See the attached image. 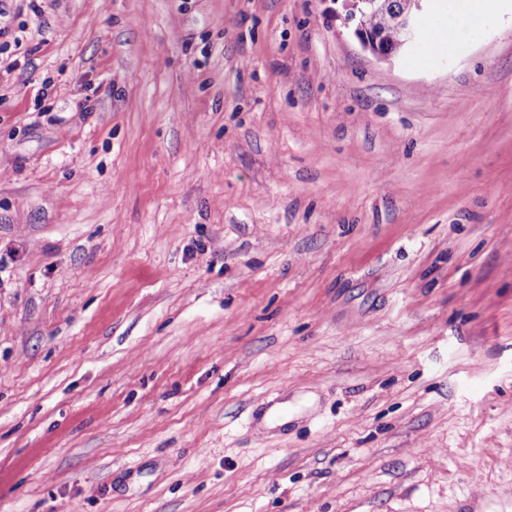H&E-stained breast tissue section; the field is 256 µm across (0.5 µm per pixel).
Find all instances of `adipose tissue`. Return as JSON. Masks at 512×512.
Segmentation results:
<instances>
[{"label": "adipose tissue", "mask_w": 512, "mask_h": 512, "mask_svg": "<svg viewBox=\"0 0 512 512\" xmlns=\"http://www.w3.org/2000/svg\"><path fill=\"white\" fill-rule=\"evenodd\" d=\"M496 6V0H448L446 18L426 23L427 60H434L437 52L450 51L457 44L470 40Z\"/></svg>", "instance_id": "obj_1"}]
</instances>
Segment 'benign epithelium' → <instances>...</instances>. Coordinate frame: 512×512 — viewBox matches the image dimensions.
Listing matches in <instances>:
<instances>
[{"instance_id":"benign-epithelium-1","label":"benign epithelium","mask_w":512,"mask_h":512,"mask_svg":"<svg viewBox=\"0 0 512 512\" xmlns=\"http://www.w3.org/2000/svg\"><path fill=\"white\" fill-rule=\"evenodd\" d=\"M340 4L336 16L344 26L350 28L361 46L369 51L377 60L387 61L396 57L405 47L411 45L418 33L419 14L428 7L429 0H409L410 10L396 16L394 25L397 31V41L387 44L383 36L366 29L361 10L351 0H333Z\"/></svg>"}]
</instances>
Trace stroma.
<instances>
[{
  "label": "stroma",
  "instance_id": "stroma-1",
  "mask_svg": "<svg viewBox=\"0 0 512 512\" xmlns=\"http://www.w3.org/2000/svg\"><path fill=\"white\" fill-rule=\"evenodd\" d=\"M327 8L0 0V512H512V0ZM334 3L340 2L339 10H335L336 17H339L344 26L350 28L353 35L357 38L361 46L369 51L377 60L387 61L396 57L406 46L411 45L418 33L419 13H423L428 7L427 2L431 0H408L410 5L409 12H402L396 16L394 25L397 31V41L394 45H388L382 35L375 33H384L387 41L395 37L394 31L389 26V20L384 14L373 12L369 4L363 0H358L359 5L352 3V0H332ZM363 15L367 22L366 29L363 22ZM375 32V33H373ZM500 0H448L447 16L439 22L425 21L427 54L419 66H427L439 51H450L457 44L470 40L476 28Z\"/></svg>",
  "mask_w": 512,
  "mask_h": 512
}]
</instances>
